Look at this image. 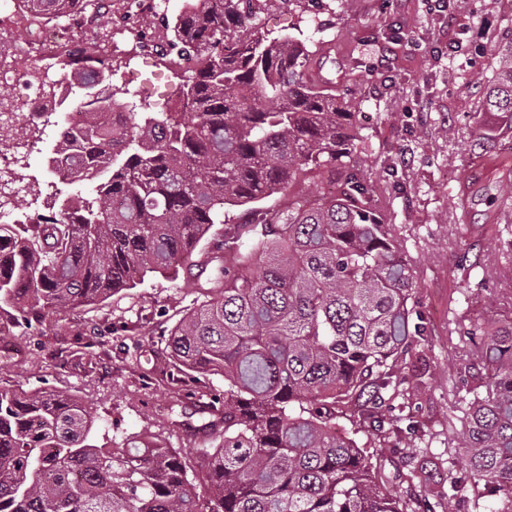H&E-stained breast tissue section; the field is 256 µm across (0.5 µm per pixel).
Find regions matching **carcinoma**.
Instances as JSON below:
<instances>
[{
	"label": "carcinoma",
	"instance_id": "carcinoma-1",
	"mask_svg": "<svg viewBox=\"0 0 512 512\" xmlns=\"http://www.w3.org/2000/svg\"><path fill=\"white\" fill-rule=\"evenodd\" d=\"M31 2L41 17L74 4ZM205 2L165 19L171 47L194 60L188 109L109 122L91 112L77 137L60 127L68 175L91 191L38 224H0V316L30 326L67 315L177 274L208 242L218 265L170 330L162 372L187 390L171 424L202 437L206 497L179 455L139 435L116 441L82 399L0 385V512H436L427 463L411 471L420 497L394 495L355 434L336 435V407L350 405L359 432L420 430L405 365L427 324L404 239L360 165L369 135L346 89L309 75L303 43L233 32L243 0ZM98 48L64 66L87 98L107 102ZM490 68L478 77L495 116L478 130L482 144L512 126V36ZM325 175L337 193L306 189ZM275 195L278 208L262 207ZM234 207L250 217L234 220ZM461 331L487 376L481 388L462 381L467 469L448 474L446 497L480 486L507 502L493 512H512V324ZM199 374L224 379V393Z\"/></svg>",
	"mask_w": 512,
	"mask_h": 512
}]
</instances>
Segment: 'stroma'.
<instances>
[{
  "label": "stroma",
  "mask_w": 512,
  "mask_h": 512,
  "mask_svg": "<svg viewBox=\"0 0 512 512\" xmlns=\"http://www.w3.org/2000/svg\"><path fill=\"white\" fill-rule=\"evenodd\" d=\"M454 19L428 12L424 0H266L256 22L271 35L302 40L314 69L353 90L354 110L369 135L362 155L379 172L388 156L398 167L402 190L387 177L376 200L387 223L407 237L417 272L416 299L427 317L422 340L425 376L415 389L414 412L422 439L368 440L367 453L395 492L416 491L410 462L436 466L440 475L465 469L462 451L449 447L460 429L465 394L448 390L449 374L471 385L485 379L481 365L455 349L458 317L492 326L512 323V279L466 275L462 266L486 244L499 266L512 268V211L491 206L489 197L512 180V131L493 146L475 147L477 128L490 121L480 103L487 71L501 35L512 31V0H451ZM124 53L113 57L110 90L116 111L169 108V90H180L191 72L167 59L146 58L132 34L120 37ZM468 49L449 54V42ZM38 61L22 32L0 31V71H21ZM198 296L192 274L154 275L98 305L11 328L9 356L0 355V384L26 391L50 389L82 397L94 412L127 436L154 435L193 460L191 444L170 426L169 409L184 393L162 380L168 331ZM153 319L150 332L121 331V323Z\"/></svg>",
  "instance_id": "obj_1"
}]
</instances>
